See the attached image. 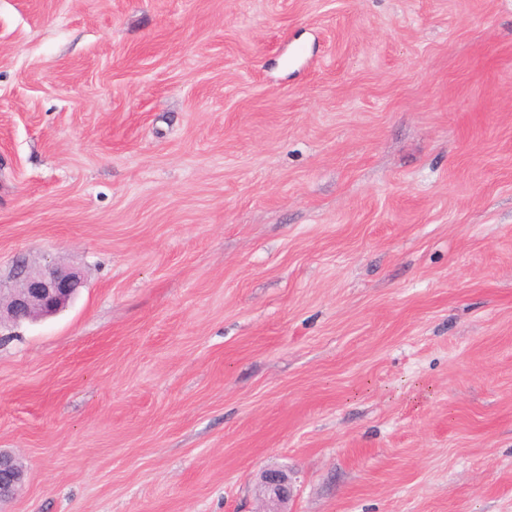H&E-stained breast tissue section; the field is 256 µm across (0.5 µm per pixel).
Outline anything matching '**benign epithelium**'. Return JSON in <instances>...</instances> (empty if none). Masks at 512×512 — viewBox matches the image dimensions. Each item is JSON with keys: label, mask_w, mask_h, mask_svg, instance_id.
<instances>
[{"label": "benign epithelium", "mask_w": 512, "mask_h": 512, "mask_svg": "<svg viewBox=\"0 0 512 512\" xmlns=\"http://www.w3.org/2000/svg\"><path fill=\"white\" fill-rule=\"evenodd\" d=\"M82 287L80 276L53 263L34 265L20 257L14 263L8 284L0 282V326L19 325L53 316L63 310ZM25 481V469L14 457L0 452V501L12 497ZM261 492L266 501L263 512H283L279 505L290 496L288 475L268 472Z\"/></svg>", "instance_id": "benign-epithelium-1"}]
</instances>
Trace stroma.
<instances>
[{
	"label": "stroma",
	"instance_id": "obj_1",
	"mask_svg": "<svg viewBox=\"0 0 512 512\" xmlns=\"http://www.w3.org/2000/svg\"><path fill=\"white\" fill-rule=\"evenodd\" d=\"M0 512H512V0H0ZM82 287L80 276L53 263L34 265L25 257L14 263L8 285L0 277V327L53 316ZM24 481V467L17 466L13 456L0 452V501L12 497ZM261 492L267 508L263 512H283L279 505L290 496L288 475L283 472H267L262 478Z\"/></svg>",
	"mask_w": 512,
	"mask_h": 512
}]
</instances>
